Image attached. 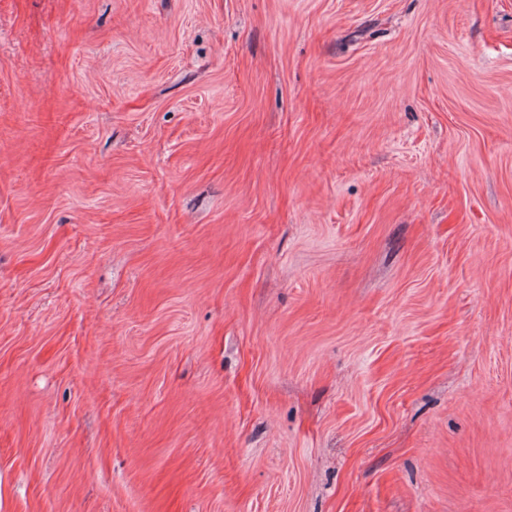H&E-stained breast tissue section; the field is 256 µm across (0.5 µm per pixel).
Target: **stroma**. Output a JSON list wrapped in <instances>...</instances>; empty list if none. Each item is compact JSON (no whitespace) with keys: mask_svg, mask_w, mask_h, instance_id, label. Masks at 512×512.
<instances>
[{"mask_svg":"<svg viewBox=\"0 0 512 512\" xmlns=\"http://www.w3.org/2000/svg\"><path fill=\"white\" fill-rule=\"evenodd\" d=\"M0 512H512V0H0Z\"/></svg>","mask_w":512,"mask_h":512,"instance_id":"obj_1","label":"stroma"}]
</instances>
